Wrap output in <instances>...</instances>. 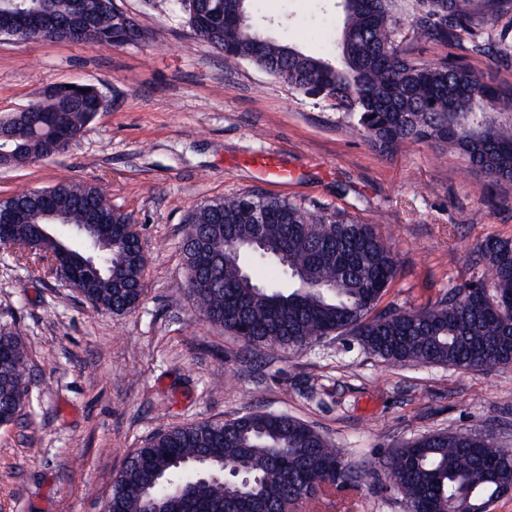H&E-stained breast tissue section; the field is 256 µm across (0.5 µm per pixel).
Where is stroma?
Wrapping results in <instances>:
<instances>
[{"mask_svg": "<svg viewBox=\"0 0 512 512\" xmlns=\"http://www.w3.org/2000/svg\"><path fill=\"white\" fill-rule=\"evenodd\" d=\"M335 3L254 0L251 20L327 57L341 22ZM115 4L144 41L97 49L0 36V114L60 83L93 85L104 100L64 153L0 168V199L106 182L147 258L139 304L115 315L89 312L41 258L19 262L0 246V330L28 355L25 406L0 426V512H101L127 458L158 432L255 411L304 421L365 473L358 488L305 512H404L382 463L422 433L492 431L512 448V366L392 365L348 335L247 348L197 312L182 288L181 250L185 217L210 200L316 203L372 225L397 254L400 274L379 310L420 307L484 275L476 243L512 239V180L490 181L458 151L425 143L377 151L329 104L248 62H225L192 35L176 0ZM402 33L412 58L456 56L512 88V65L468 54L461 41Z\"/></svg>", "mask_w": 512, "mask_h": 512, "instance_id": "1", "label": "stroma"}]
</instances>
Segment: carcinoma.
Segmentation results:
<instances>
[{
	"instance_id": "carcinoma-1",
	"label": "carcinoma",
	"mask_w": 512,
	"mask_h": 512,
	"mask_svg": "<svg viewBox=\"0 0 512 512\" xmlns=\"http://www.w3.org/2000/svg\"><path fill=\"white\" fill-rule=\"evenodd\" d=\"M191 32L226 60H245L295 92L331 103L382 152L405 142L448 146L491 180H512V90L462 59H412L402 25L429 41L469 36L465 50L512 64V32L483 37L512 13V0H336L343 22L336 66L267 35L249 21L250 0H177ZM90 33L67 31L74 0H0L3 35L21 41L77 40L95 48L146 38L114 0H80ZM104 108L98 90L46 88L25 112L0 115V167L50 159L76 143ZM107 184L59 182L21 188L0 202L10 212L20 261L55 249L39 225L56 212L57 238L85 256L87 224H127L107 203ZM184 288L207 320L249 347L300 348L350 334L372 354L403 364L458 370L512 365V241L488 237L472 250L482 278L418 309L376 312L400 266L367 224L325 208L244 194L213 199L185 219ZM100 273L78 285L95 311L125 314L143 293L146 258L121 237L97 248ZM27 352L0 332V420L14 421L26 397ZM406 512H487L512 490V451L486 432H430L383 464ZM361 480L312 427L288 415L252 412L155 435L135 450L112 488L110 512H158L172 498L186 512H280Z\"/></svg>"
}]
</instances>
